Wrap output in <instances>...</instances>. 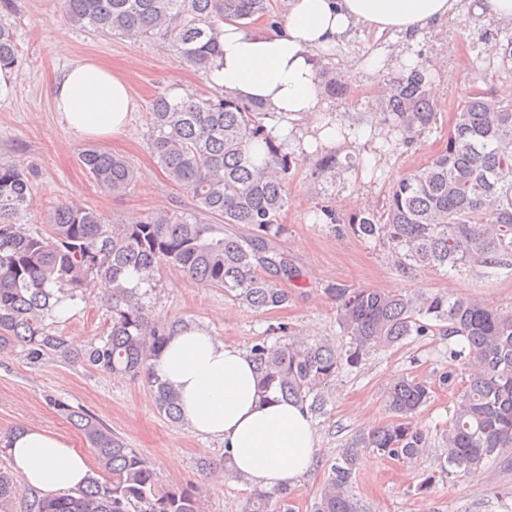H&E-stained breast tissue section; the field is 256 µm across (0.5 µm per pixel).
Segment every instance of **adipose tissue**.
Returning <instances> with one entry per match:
<instances>
[{"label": "adipose tissue", "instance_id": "ef3b65f1", "mask_svg": "<svg viewBox=\"0 0 512 512\" xmlns=\"http://www.w3.org/2000/svg\"><path fill=\"white\" fill-rule=\"evenodd\" d=\"M277 26L223 25L224 55L209 69L225 95L262 104L279 119L273 134L293 153L313 138L336 140L323 118L319 57L355 27L375 34L417 35L455 15L458 0H286ZM61 123L79 140L114 138L132 119L135 102L126 81L93 59L71 66L51 89ZM313 120L316 137L299 122ZM155 374L179 394L185 423L195 434L223 441L235 471L251 486L274 490L312 469L318 440L310 416L275 396H262L250 356L199 327L177 326L152 360ZM13 469L41 496L82 487L91 471L69 439L40 427L7 440Z\"/></svg>", "mask_w": 512, "mask_h": 512}]
</instances>
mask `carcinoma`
Wrapping results in <instances>:
<instances>
[{"label":"carcinoma","instance_id":"1","mask_svg":"<svg viewBox=\"0 0 512 512\" xmlns=\"http://www.w3.org/2000/svg\"><path fill=\"white\" fill-rule=\"evenodd\" d=\"M70 23L107 36H158L199 70L223 56L221 25L264 18L270 0H57ZM22 57L11 25L0 17V69ZM429 61L403 66L384 95L381 122L404 145L436 121L429 90ZM149 147L168 182L194 202L190 212L159 209L136 224H108L91 207L61 203L37 228L25 223L33 191L31 173L0 164V352L20 347L35 364L50 354L76 359L106 373L143 381L159 412L183 421L177 392L151 370L170 328L149 320L139 285L164 266L180 269L201 287L224 289L256 312L288 303L284 285H304L303 273L283 251L281 216L297 161L284 151L266 121L275 116L258 103L223 94L207 99L167 93L151 103ZM80 162L97 186L126 194L136 169L125 157L90 147ZM352 157L326 153L313 163L317 193L336 188ZM351 231L375 238L397 259L400 272L461 270L512 258V103L475 88L458 104L448 137L422 167L392 186L385 212L349 220ZM134 273L138 285L126 286ZM111 286L105 334L80 353L48 331L46 320L63 301ZM336 320L349 341L300 340L281 325L278 341L250 349L263 394L273 393L316 418L326 413L341 371L432 327L448 337V372L460 379L455 409L439 430L448 475L460 476L512 448V313L476 299L405 290L327 289ZM466 345L457 349L453 338ZM432 397L421 377L394 379L385 395L389 422L349 439L330 466L311 512H360L349 488L367 451L405 461L431 446L429 431L415 422ZM64 412L92 450L96 468L87 484L53 498L34 497L27 512H203L194 486H161L150 462L127 447L90 414L49 399ZM21 479L0 468V512H12ZM288 502V487L254 488L244 512H273Z\"/></svg>","mask_w":512,"mask_h":512}]
</instances>
